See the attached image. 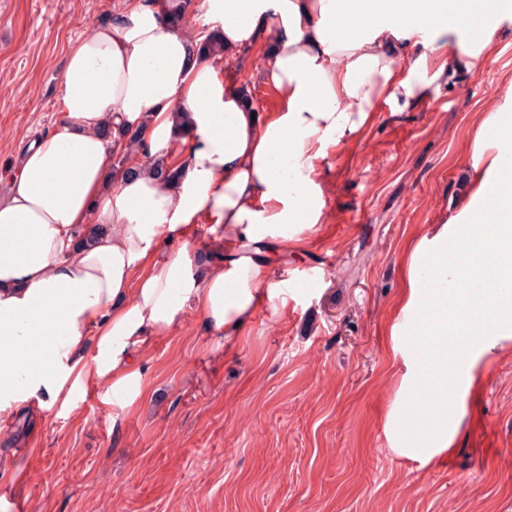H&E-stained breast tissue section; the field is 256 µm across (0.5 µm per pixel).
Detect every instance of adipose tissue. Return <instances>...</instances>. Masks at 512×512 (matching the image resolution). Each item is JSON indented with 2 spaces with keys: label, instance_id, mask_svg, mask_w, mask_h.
Masks as SVG:
<instances>
[{
  "label": "adipose tissue",
  "instance_id": "ef3b65f1",
  "mask_svg": "<svg viewBox=\"0 0 512 512\" xmlns=\"http://www.w3.org/2000/svg\"><path fill=\"white\" fill-rule=\"evenodd\" d=\"M223 54L203 55L174 6L124 0L109 22L70 42L60 74L66 114L31 144L0 199V425L20 411L70 407L96 383L123 407L143 396L137 359L186 310L240 336L262 299L279 293L259 246L300 242L323 223L318 184L330 148L365 125L379 99L397 109L448 73L480 68L498 20L478 40L430 37L397 18H431L442 0H204ZM369 8L362 29L345 17ZM261 47L263 82L282 90L257 111L247 87L225 88L224 58ZM143 129L151 153L178 166L175 184L135 163L113 174L103 128ZM461 176L464 204L408 257L406 325L453 335L425 362L434 404L454 390L449 362L512 334V78L501 104L477 113ZM214 220L234 254L198 260L193 226ZM435 251L423 288L422 256Z\"/></svg>",
  "mask_w": 512,
  "mask_h": 512
}]
</instances>
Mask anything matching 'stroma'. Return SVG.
<instances>
[{
    "label": "stroma",
    "instance_id": "obj_1",
    "mask_svg": "<svg viewBox=\"0 0 512 512\" xmlns=\"http://www.w3.org/2000/svg\"><path fill=\"white\" fill-rule=\"evenodd\" d=\"M121 0H0V197L30 142L64 117L68 43ZM477 72L460 70L404 110L377 101L320 173L329 218L270 249L287 293L234 340L186 311L142 357L135 408L88 386L67 411L20 413L0 460L23 480L17 512H512V335L475 355L447 405L422 404L398 305L411 246L461 205L477 112L512 76V22ZM260 53L221 77L260 111L280 90ZM453 440L425 457L441 428Z\"/></svg>",
    "mask_w": 512,
    "mask_h": 512
}]
</instances>
